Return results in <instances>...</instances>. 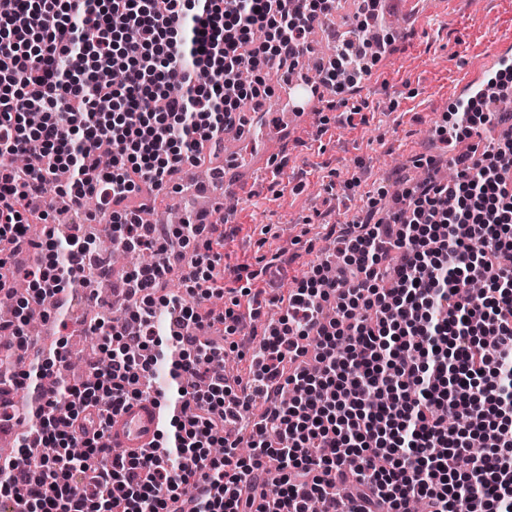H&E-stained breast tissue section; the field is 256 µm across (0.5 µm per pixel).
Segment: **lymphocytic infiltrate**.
<instances>
[{"label":"lymphocytic infiltrate","instance_id":"lymphocytic-infiltrate-1","mask_svg":"<svg viewBox=\"0 0 512 512\" xmlns=\"http://www.w3.org/2000/svg\"><path fill=\"white\" fill-rule=\"evenodd\" d=\"M335 0H0V322L12 348L47 296L86 285L89 238L34 240L49 191L76 207L163 188L297 65ZM118 70L121 84H89ZM462 105L449 140L491 120ZM452 177L406 191L388 218L341 225L324 260L288 294L224 297V218L198 215L166 236L112 212V243L155 253L126 271L131 304L100 323L103 359L64 383L65 347L38 354L16 387L36 395L38 444L0 458V512H512V138L465 153ZM180 271L187 298L165 294ZM24 278L25 291L9 287ZM482 279V293L472 280ZM265 324L236 382L213 377L244 319ZM175 308L168 338L151 317ZM222 342L211 340V333ZM170 360L174 393L142 383ZM161 399L170 428L156 451L103 447L113 414ZM98 421L75 433L86 410ZM491 436L474 455L469 441ZM247 455H240V445Z\"/></svg>","mask_w":512,"mask_h":512}]
</instances>
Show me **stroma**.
I'll use <instances>...</instances> for the list:
<instances>
[{
    "instance_id": "1",
    "label": "stroma",
    "mask_w": 512,
    "mask_h": 512,
    "mask_svg": "<svg viewBox=\"0 0 512 512\" xmlns=\"http://www.w3.org/2000/svg\"><path fill=\"white\" fill-rule=\"evenodd\" d=\"M447 13L417 31L376 81L323 110L258 168L231 211L235 233L224 263L255 272L254 289L288 290L325 257L324 224L352 222L369 205L394 207L396 183H412L415 160L448 98L502 36L512 32V0H448ZM292 256L290 264L278 254ZM96 288L71 290L43 350L89 332L90 318L121 312Z\"/></svg>"
}]
</instances>
